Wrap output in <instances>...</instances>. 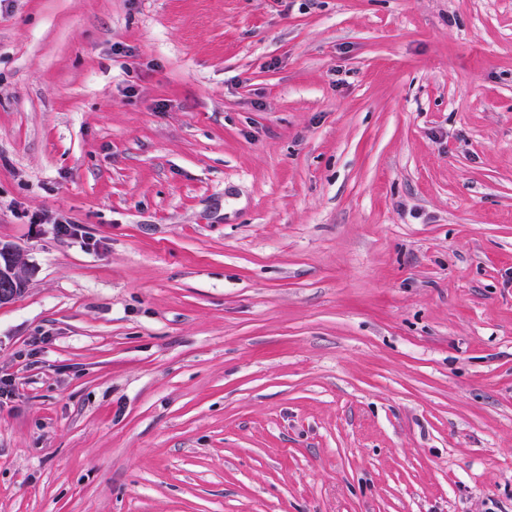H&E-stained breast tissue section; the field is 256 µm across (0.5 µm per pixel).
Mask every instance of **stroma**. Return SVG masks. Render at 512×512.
<instances>
[{
  "label": "stroma",
  "mask_w": 512,
  "mask_h": 512,
  "mask_svg": "<svg viewBox=\"0 0 512 512\" xmlns=\"http://www.w3.org/2000/svg\"><path fill=\"white\" fill-rule=\"evenodd\" d=\"M1 242L0 512H512V0H0ZM19 264L18 250L0 243V305L15 300L24 290L25 280L18 271Z\"/></svg>",
  "instance_id": "1"
}]
</instances>
